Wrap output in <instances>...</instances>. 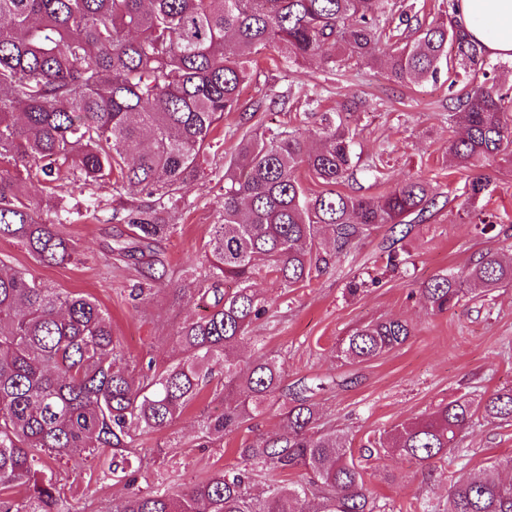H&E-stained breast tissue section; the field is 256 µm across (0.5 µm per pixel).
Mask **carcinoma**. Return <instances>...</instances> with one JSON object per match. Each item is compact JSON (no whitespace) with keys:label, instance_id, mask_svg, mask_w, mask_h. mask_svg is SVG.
<instances>
[{"label":"carcinoma","instance_id":"obj_1","mask_svg":"<svg viewBox=\"0 0 512 512\" xmlns=\"http://www.w3.org/2000/svg\"><path fill=\"white\" fill-rule=\"evenodd\" d=\"M393 0H0V239L11 240L44 266L74 259L72 239L36 215L27 184H44L58 199L66 182L112 185L116 234L110 252L141 260L167 276L156 245L185 207L183 186L223 143L212 133L224 114H238L234 151L220 177L223 210L210 225L207 286L195 289L207 314L178 326L181 357L162 370L136 369L92 298L60 293L25 271L0 270V486L25 490L0 499V512H70L44 457L80 466L102 460L133 485L143 458L138 440L181 417L215 371L224 374V407L200 423L209 443L278 404L281 431L237 449L238 462L188 489L151 488L128 496L119 512H381L342 436L317 430L310 394L283 385L273 355L236 353L250 327L268 312L252 288L268 273L287 288L325 272L369 227L427 220L439 204L430 183L410 177L377 196L338 190L357 171L360 153L350 112H305L318 146L300 129L265 127L262 95L249 105L241 87L258 78L257 59L274 48L290 70L308 60L324 72L350 62L382 67L402 85L423 86L448 74L451 106L445 151L460 171L472 205L488 188L485 162L512 154L509 67L457 24L455 0L431 20L403 10L390 26ZM305 170L322 187L309 189ZM147 198L130 203L124 195ZM465 223L484 235L496 216L472 207ZM334 250L322 249L323 235ZM231 280L237 288L221 289ZM512 283V259L482 253L465 267L435 275L421 293L442 314L476 289L488 295ZM412 335L398 317L357 327L338 353L366 361L403 346ZM512 422V387L480 401L466 394L429 414L392 426L368 441L369 455L431 464L458 450L476 413ZM512 455L483 476L460 472L448 488L446 512H512ZM301 470L305 483H277L251 493L261 471Z\"/></svg>","mask_w":512,"mask_h":512}]
</instances>
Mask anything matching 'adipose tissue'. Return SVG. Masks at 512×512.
<instances>
[{"mask_svg":"<svg viewBox=\"0 0 512 512\" xmlns=\"http://www.w3.org/2000/svg\"><path fill=\"white\" fill-rule=\"evenodd\" d=\"M455 18L491 57L512 61V0H457Z\"/></svg>","mask_w":512,"mask_h":512,"instance_id":"obj_1","label":"adipose tissue"}]
</instances>
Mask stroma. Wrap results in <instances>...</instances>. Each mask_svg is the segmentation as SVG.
Returning a JSON list of instances; mask_svg holds the SVG:
<instances>
[{
	"label": "stroma",
	"instance_id": "stroma-1",
	"mask_svg": "<svg viewBox=\"0 0 512 512\" xmlns=\"http://www.w3.org/2000/svg\"><path fill=\"white\" fill-rule=\"evenodd\" d=\"M291 87L316 92L326 109L357 104L362 161L344 192L374 196L419 175L448 203L427 221L410 225L404 237L385 226L371 229L309 284L286 288L271 275L257 279L254 287L267 299L269 312L253 329L257 343L242 344L239 351L246 356L275 355L284 367L285 386L323 381V389L312 397L321 430L346 435L354 460L364 467L368 487L385 512H421L422 503L445 502L453 471L463 468L478 474L495 459L512 454V423L480 422L465 434L466 455L458 461L425 467L397 456L369 459L363 452L368 436L430 412L439 403L463 393L477 398L512 386V286L487 296L466 297L437 315L421 295L423 283L433 276L460 269L486 251L512 249V161L497 158L483 167L490 185L478 205L496 216L499 231L490 237L458 216L467 175L449 168L445 155L447 79L418 88L396 83L384 71L364 65L353 64L330 75L314 61L290 72L267 64L259 83L243 85L241 98L279 95ZM235 123V114L225 115L218 129L223 151L208 156L204 175L188 181L183 189L187 207L168 218L175 231L158 247L168 270L163 283H152L144 264L111 258L108 248L120 226L103 213L95 219L75 215L70 223L60 225V232L77 243L79 259L43 267L22 246L0 240V263L31 271L58 291L94 298L109 313L115 335L137 364L151 361L160 369L177 360L181 352L173 337L176 327L202 316L205 307L193 293L176 300L171 291L205 270L209 226L223 207L216 175L223 172L224 155L236 143ZM379 155L386 166L382 179L376 181L369 167ZM392 250L403 258V265L388 266ZM352 283L360 287L354 295L348 292ZM139 286L151 291L141 303L129 296ZM389 317L402 318L412 328L403 346L356 364L338 358L336 342L346 331ZM223 404L224 380L217 376L180 419L145 437L140 444L143 475L136 486L160 484L184 490L235 464L238 448L283 424L275 406L226 432L210 447H201L202 416L221 410ZM52 468L72 512H116L132 489L103 476L96 461L76 469L58 459Z\"/></svg>",
	"mask_w": 512,
	"mask_h": 512
}]
</instances>
